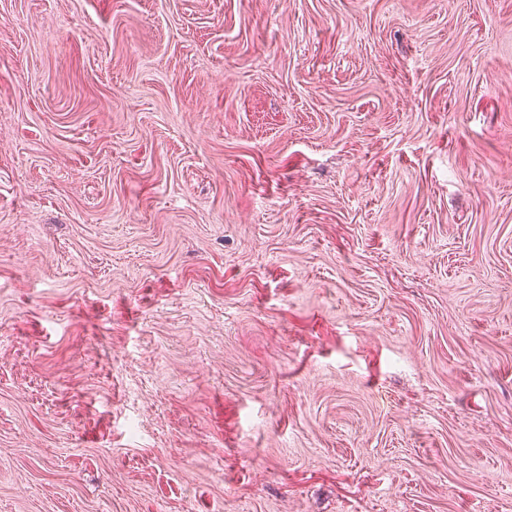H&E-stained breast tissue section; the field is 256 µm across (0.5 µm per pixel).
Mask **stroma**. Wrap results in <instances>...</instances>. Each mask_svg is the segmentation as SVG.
Listing matches in <instances>:
<instances>
[{
	"instance_id": "stroma-1",
	"label": "stroma",
	"mask_w": 512,
	"mask_h": 512,
	"mask_svg": "<svg viewBox=\"0 0 512 512\" xmlns=\"http://www.w3.org/2000/svg\"><path fill=\"white\" fill-rule=\"evenodd\" d=\"M0 512H512V0H0Z\"/></svg>"
}]
</instances>
